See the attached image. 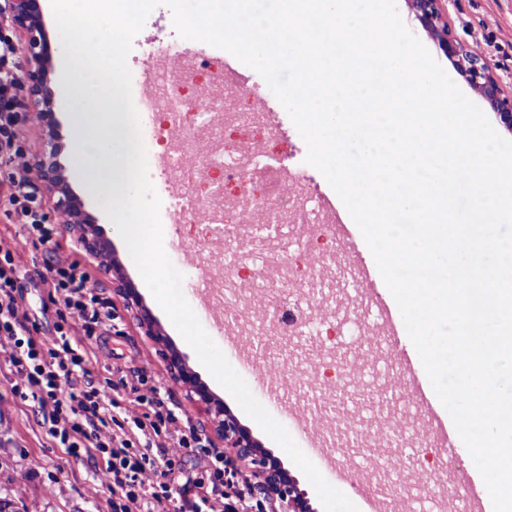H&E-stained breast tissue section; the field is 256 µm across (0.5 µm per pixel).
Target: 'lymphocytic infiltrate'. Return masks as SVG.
Returning a JSON list of instances; mask_svg holds the SVG:
<instances>
[{"instance_id": "obj_1", "label": "lymphocytic infiltrate", "mask_w": 512, "mask_h": 512, "mask_svg": "<svg viewBox=\"0 0 512 512\" xmlns=\"http://www.w3.org/2000/svg\"><path fill=\"white\" fill-rule=\"evenodd\" d=\"M25 164L15 166L10 202L24 242L45 244L54 234L40 205L27 191ZM15 252L0 248V351L15 377L13 390L32 401L46 437L73 457L100 460L92 493L112 502V512H247V504L225 477L222 455L204 448L195 432L176 427L177 413L150 384L147 371L126 374L113 367L112 380H89L87 340L112 328V307L87 285L77 261L54 256L43 280L56 305L54 333L31 326L17 286ZM203 456L198 472L183 469L186 455Z\"/></svg>"}]
</instances>
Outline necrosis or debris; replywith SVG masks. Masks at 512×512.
Listing matches in <instances>:
<instances>
[{"label":"necrosis or debris","instance_id":"obj_1","mask_svg":"<svg viewBox=\"0 0 512 512\" xmlns=\"http://www.w3.org/2000/svg\"><path fill=\"white\" fill-rule=\"evenodd\" d=\"M128 67L148 171L165 173L154 188L172 201L170 221L212 230L211 239L194 242L193 250L207 256L210 274L203 286L222 308L225 326L241 336H261L279 320L269 317L257 325L248 303L271 298L290 305L296 320L271 348L281 376L303 386L307 365L322 364L328 388L343 393L352 376L340 352L365 354L372 370L367 387L392 411L357 419L340 414L337 428L357 433L361 451L381 447L397 454L425 447L419 417L405 426L393 416L408 406L394 385L400 370L393 353L365 341L375 332L366 319L368 282L353 276L352 289L336 285L337 273H351L352 266L336 234L335 208L314 196L297 169L270 163L266 148L278 141L281 125L266 93L221 52L200 60L187 56L179 37L167 32L138 43ZM201 140L212 145L202 158L196 152ZM257 213L263 224L253 223ZM292 242L309 248L313 261L284 262L282 253ZM242 250L250 259L245 277L237 267ZM373 491L385 500L401 498V512H464L442 455L431 461L424 479L387 470Z\"/></svg>","mask_w":512,"mask_h":512}]
</instances>
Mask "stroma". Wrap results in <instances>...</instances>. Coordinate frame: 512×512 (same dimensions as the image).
I'll use <instances>...</instances> for the list:
<instances>
[{
  "label": "stroma",
  "mask_w": 512,
  "mask_h": 512,
  "mask_svg": "<svg viewBox=\"0 0 512 512\" xmlns=\"http://www.w3.org/2000/svg\"><path fill=\"white\" fill-rule=\"evenodd\" d=\"M398 13L406 27L422 42L433 59L445 70L460 90L472 101L480 97L465 77L460 75L452 62L438 49L430 34L419 24L407 0H396ZM448 26L453 34L467 45L486 40L490 44L486 52L496 76L506 89H512V0H448ZM56 112L61 122L58 133L64 144L60 162L66 167L65 174L75 193L82 195L85 208L99 224H108L109 218L100 203L86 196L82 180L70 169L68 162L73 150V133L64 121L72 98L74 84L67 70L64 56L54 60ZM277 116L283 123V140L278 153L284 164L301 168L318 185L320 191L336 204L341 217L349 212L338 194L325 177L314 167L306 164L307 148L304 140L283 106H276ZM14 173L12 163L0 161V239L10 243L17 251L16 260L22 269L20 286L35 307L30 312L41 335L53 333L56 320L54 306H43L48 289L40 279L44 262L51 254L68 256L81 263L89 275L88 284L95 293L110 299L116 320L112 331L90 344L89 368L100 382L112 375L113 366L124 369L147 370L152 379L167 391L168 403L178 408L180 429H193L211 448L223 450L224 445L213 436L204 411L193 406L183 388L171 380L165 362L154 347L145 339L135 322L127 317L122 302L116 296L112 278L103 273L98 260L87 255L68 236L55 235L51 247H33L24 244L22 231L14 222V208L8 192ZM12 374L0 353V512H112L106 498L93 497L90 491L92 471L89 463L74 458L63 449L53 447L38 426L33 404L15 397L11 391ZM213 395L248 427L263 448L278 458L293 475L301 490L305 491L314 508H321L318 495L302 470L294 464L285 451L271 439L260 426L240 407L223 387L212 389Z\"/></svg>",
  "instance_id": "obj_1"
}]
</instances>
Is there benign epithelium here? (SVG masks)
<instances>
[{
    "mask_svg": "<svg viewBox=\"0 0 512 512\" xmlns=\"http://www.w3.org/2000/svg\"><path fill=\"white\" fill-rule=\"evenodd\" d=\"M421 25L433 36L439 49L464 73L499 122L512 130V90H506L494 74L490 61L473 47L456 39L448 27L444 0H410ZM9 22L26 36L23 50L27 68L18 83L43 132L39 151L27 161L28 172L55 198L61 231L76 240L81 249L99 260L105 271L115 267L109 254L105 229L89 215L72 193L58 161L55 95L52 88V47L47 39L40 0H5L0 5V24ZM115 292L124 310L154 343L171 378L187 391L190 401L205 408L213 432L224 441V468L240 480L238 490L258 502L260 512H314L306 493L280 461L262 449L261 443L238 419L217 401L199 376L189 370L182 352L158 328L132 283L123 275L115 278Z\"/></svg>",
    "mask_w": 512,
    "mask_h": 512,
    "instance_id": "1",
    "label": "benign epithelium"
}]
</instances>
